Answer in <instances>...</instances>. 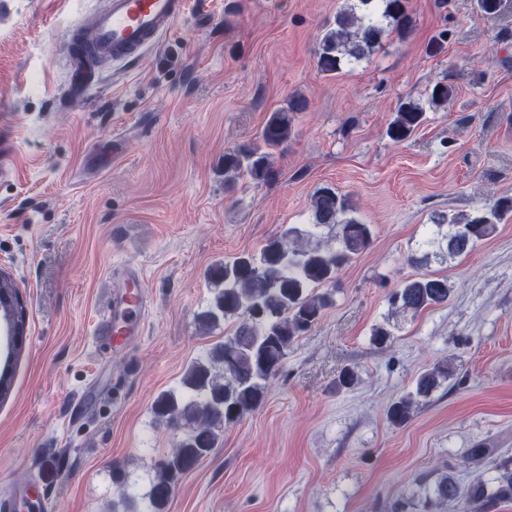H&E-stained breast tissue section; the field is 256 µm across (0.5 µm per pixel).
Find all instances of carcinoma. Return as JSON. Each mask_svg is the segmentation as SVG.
<instances>
[{"instance_id": "cac0c4a2", "label": "carcinoma", "mask_w": 512, "mask_h": 512, "mask_svg": "<svg viewBox=\"0 0 512 512\" xmlns=\"http://www.w3.org/2000/svg\"><path fill=\"white\" fill-rule=\"evenodd\" d=\"M358 5L336 14L318 44L317 68L328 76L347 63L359 62L374 53L387 32L407 37L413 20L404 0H357ZM455 88L436 83L428 97L438 109L454 96ZM306 108L296 98L288 108L268 117L257 141L224 152V177L228 184L247 176L259 183L270 180L273 150L288 143L294 113ZM426 121V111L413 101L400 102L387 128L395 143L409 138ZM311 222L291 226L265 243L259 252L241 254L212 265L207 270L212 297L199 315L200 321L216 327L227 320L237 326L232 335L194 359L177 388L160 392L152 405L154 418L182 432L175 448L161 458L147 491L138 494L120 471L112 473L126 512H165L182 476L193 470L218 447L220 432L241 421L265 402L272 379L278 376L288 348L314 326L323 311L333 304V294L319 288L335 283L339 272L372 240L370 226L351 216L348 195L331 187L318 189L311 197ZM512 214V197H503L479 214H438L434 229L418 243L422 264L435 257L440 262L461 257L478 242L493 235L497 225ZM447 279L426 272L404 281L390 296V305L417 314L448 301ZM0 311L15 319L23 334L26 317L18 306L15 284L7 274L0 276ZM448 364H438L416 380L415 391L394 399L386 417L394 427L412 419L417 399L427 398L448 378ZM13 365L0 368V398L10 393ZM465 462L494 472L461 490L453 471L441 475L424 497L404 501L395 512L422 507L423 512L453 505L460 512H488L501 503L512 502V457L500 460L491 448H471Z\"/></svg>"}]
</instances>
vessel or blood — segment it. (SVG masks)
Masks as SVG:
<instances>
[{"label": "vessel or blood", "instance_id": "1", "mask_svg": "<svg viewBox=\"0 0 512 512\" xmlns=\"http://www.w3.org/2000/svg\"><path fill=\"white\" fill-rule=\"evenodd\" d=\"M188 10V0H104L90 31L75 29L73 77L79 89L90 87L88 59L118 65L141 58L158 44ZM124 283L113 289L112 302L96 321V332L110 346L119 347L141 336L148 295L142 289L140 268L124 270Z\"/></svg>", "mask_w": 512, "mask_h": 512}]
</instances>
